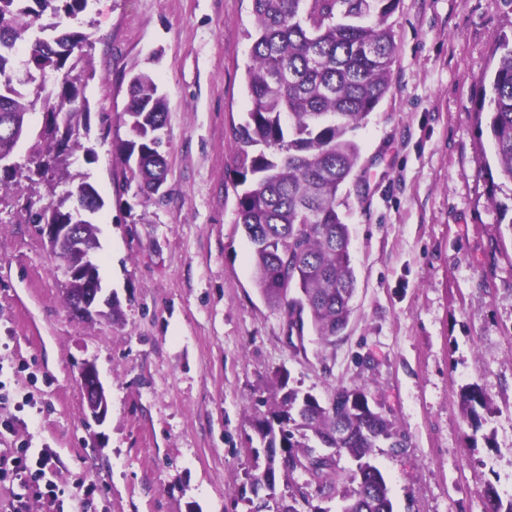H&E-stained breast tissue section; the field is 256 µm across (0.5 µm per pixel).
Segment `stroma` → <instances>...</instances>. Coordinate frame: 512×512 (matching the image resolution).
I'll use <instances>...</instances> for the list:
<instances>
[{
  "instance_id": "1",
  "label": "stroma",
  "mask_w": 512,
  "mask_h": 512,
  "mask_svg": "<svg viewBox=\"0 0 512 512\" xmlns=\"http://www.w3.org/2000/svg\"><path fill=\"white\" fill-rule=\"evenodd\" d=\"M95 76L84 90L94 157H71L104 201L97 225L113 319L74 317L62 261L19 196L0 194V448L48 452L45 478L0 476V512H249L243 496L264 445L257 419L285 389L330 406L367 387L403 445L380 442L394 512H488L493 485L512 499V182L498 174L489 112L512 0H400L391 18L390 89L353 137L360 157L342 189L357 275L340 336L287 340L282 310L255 286L237 222L232 128L250 107V0H89ZM150 72L168 101L165 199L125 182L113 142L126 138L130 78ZM105 389L87 414L80 370ZM483 393L471 427L463 394ZM299 512H341L297 472ZM80 382L89 415L97 422H102L108 411L104 387L93 364H85L80 371Z\"/></svg>"
}]
</instances>
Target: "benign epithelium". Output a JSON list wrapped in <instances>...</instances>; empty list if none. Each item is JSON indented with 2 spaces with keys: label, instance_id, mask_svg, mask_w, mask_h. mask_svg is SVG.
Wrapping results in <instances>:
<instances>
[{
  "label": "benign epithelium",
  "instance_id": "1",
  "mask_svg": "<svg viewBox=\"0 0 512 512\" xmlns=\"http://www.w3.org/2000/svg\"><path fill=\"white\" fill-rule=\"evenodd\" d=\"M38 232L46 237L50 248L63 260L65 281L76 284L66 289L68 307L73 316L89 320L102 314L99 304L112 307V297L101 298L102 286L95 269L94 256L84 252L83 226L80 224H39ZM80 382L89 415L97 422L108 411L104 387L94 365L87 363L80 371Z\"/></svg>",
  "mask_w": 512,
  "mask_h": 512
}]
</instances>
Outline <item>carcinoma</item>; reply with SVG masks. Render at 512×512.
<instances>
[{"label": "carcinoma", "mask_w": 512, "mask_h": 512, "mask_svg": "<svg viewBox=\"0 0 512 512\" xmlns=\"http://www.w3.org/2000/svg\"><path fill=\"white\" fill-rule=\"evenodd\" d=\"M399 0H251L253 29L246 88L251 100L245 122L233 130L238 146L237 220L253 245L255 283L271 305L288 313L289 328L303 332L310 322L324 340L347 325L356 290L350 234L338 194L350 179L360 148L352 133L363 126L390 87L396 51L389 19ZM88 0H0V122L14 136L0 139V155L14 156L27 144L26 160L0 170V190L27 180L45 184L47 203L29 201L18 211L27 224H86L87 243L98 247L87 215L101 200L83 180L55 197L56 184L70 177L68 159L85 148L80 127L90 112L83 96L94 76L86 48L90 35L72 25ZM491 81V96L478 111L490 109V133L498 172L512 182V42L504 36ZM43 114L39 130L29 115ZM129 138L114 145L139 192L150 200L168 175L162 151L168 106L148 73L129 83L124 110ZM348 388L336 390L324 407L314 396L288 391L281 409L257 420L266 441L264 471L281 467L310 475L323 497L342 495V512H394L386 480L371 464L373 448L390 447V422L369 404L368 391L343 410ZM315 438L336 456L322 457L309 444ZM346 453L356 469L342 474L336 457Z\"/></svg>", "instance_id": "obj_1"}]
</instances>
